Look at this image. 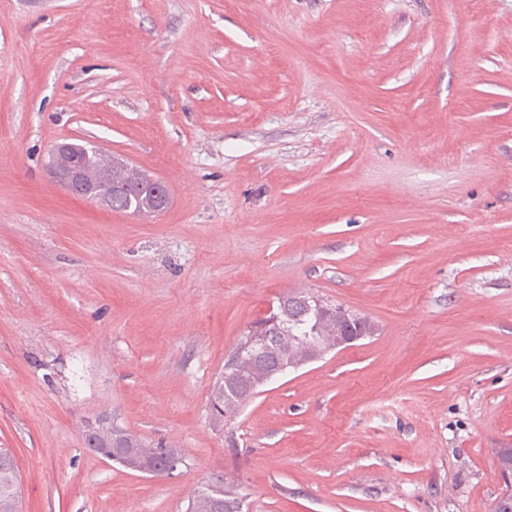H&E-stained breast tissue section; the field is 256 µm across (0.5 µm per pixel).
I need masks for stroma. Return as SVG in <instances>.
I'll list each match as a JSON object with an SVG mask.
<instances>
[{"label": "stroma", "instance_id": "1", "mask_svg": "<svg viewBox=\"0 0 512 512\" xmlns=\"http://www.w3.org/2000/svg\"><path fill=\"white\" fill-rule=\"evenodd\" d=\"M93 140L168 187L68 194ZM373 336L208 397L279 297ZM108 415L183 455L91 453ZM0 448L22 512H493L512 448V0H0ZM238 490L234 487L227 485L225 482L211 484H204L199 489L195 490L189 500V512H243L242 505L237 508ZM210 504V511H203L205 504Z\"/></svg>", "mask_w": 512, "mask_h": 512}]
</instances>
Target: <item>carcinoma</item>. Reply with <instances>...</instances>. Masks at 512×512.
I'll list each match as a JSON object with an SVG mask.
<instances>
[{
	"label": "carcinoma",
	"instance_id": "obj_1",
	"mask_svg": "<svg viewBox=\"0 0 512 512\" xmlns=\"http://www.w3.org/2000/svg\"><path fill=\"white\" fill-rule=\"evenodd\" d=\"M68 150L80 155L82 168L92 180L89 189L103 190L112 199V208H131L141 216H151L159 209L158 192L152 177L130 166L118 157L86 152L79 144L68 145ZM112 169V184L101 186L100 176ZM311 295L287 294L278 299L277 309L282 327L293 329V335L278 343L273 354L245 353L229 355L224 370L216 378L209 396L212 419L223 424L233 417L255 396L264 375L283 360H295L313 349L327 350L330 338L336 335V306L324 304L320 311H305L304 301ZM130 447L111 456L112 461L124 465L127 456L144 453L146 444L138 436L126 433ZM238 490L226 483L204 484L195 490L189 500L188 512H203L210 505V512H239ZM8 501V509L0 512H21V489L16 459L8 448H0V504Z\"/></svg>",
	"mask_w": 512,
	"mask_h": 512
}]
</instances>
